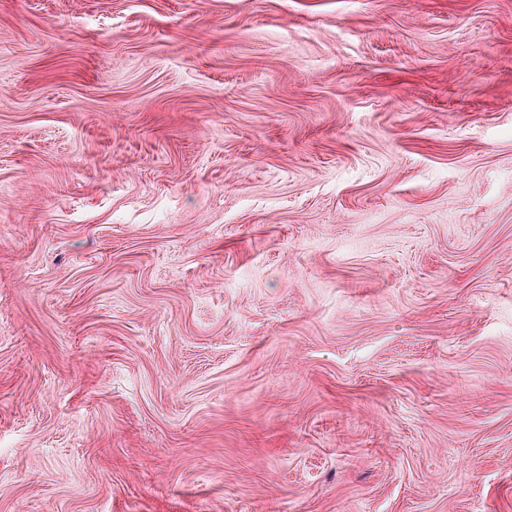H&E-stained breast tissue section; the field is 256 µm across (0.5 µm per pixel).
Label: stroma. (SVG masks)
I'll use <instances>...</instances> for the list:
<instances>
[{
	"label": "stroma",
	"instance_id": "35a3bbf8",
	"mask_svg": "<svg viewBox=\"0 0 512 512\" xmlns=\"http://www.w3.org/2000/svg\"><path fill=\"white\" fill-rule=\"evenodd\" d=\"M0 512H512V0H0Z\"/></svg>",
	"mask_w": 512,
	"mask_h": 512
}]
</instances>
